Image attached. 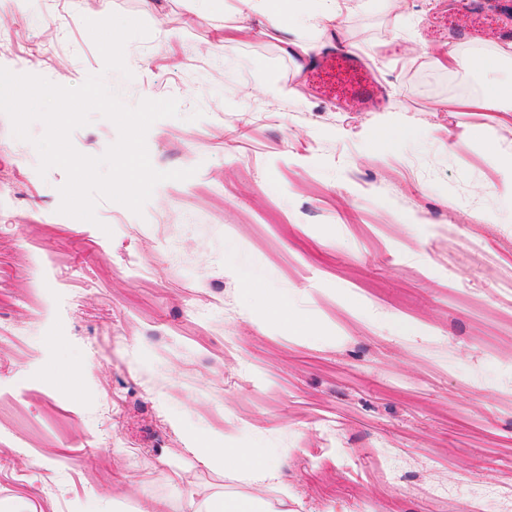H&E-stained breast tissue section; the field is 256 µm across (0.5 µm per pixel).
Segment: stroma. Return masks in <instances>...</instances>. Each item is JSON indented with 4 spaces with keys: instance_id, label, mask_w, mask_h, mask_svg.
<instances>
[{
    "instance_id": "stroma-1",
    "label": "stroma",
    "mask_w": 512,
    "mask_h": 512,
    "mask_svg": "<svg viewBox=\"0 0 512 512\" xmlns=\"http://www.w3.org/2000/svg\"><path fill=\"white\" fill-rule=\"evenodd\" d=\"M111 2L150 29L128 74L104 73L84 24L99 0H0V66L65 87L101 72L129 106L175 98L146 146L193 175L142 215L103 200L78 220L58 211L65 171L39 174L0 113V512H185L224 493L512 512V130L433 111L485 82L431 59L450 42L492 55L512 0H291L289 27L255 15L238 40L241 0ZM331 10L338 26L303 32ZM339 49L377 64L371 104L318 71ZM378 128L397 132L388 149ZM117 138L96 115L71 141L99 156ZM206 442L273 458L275 479L199 464Z\"/></svg>"
}]
</instances>
